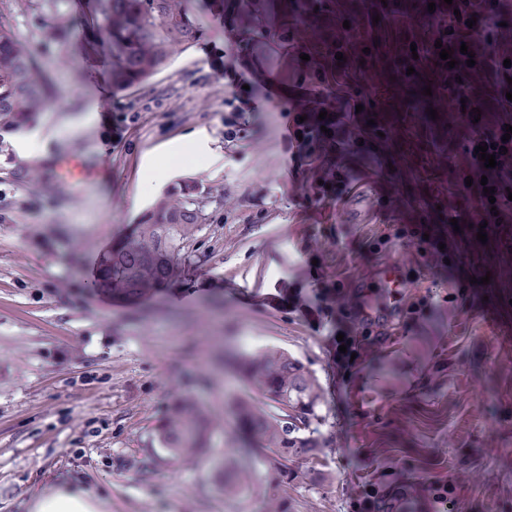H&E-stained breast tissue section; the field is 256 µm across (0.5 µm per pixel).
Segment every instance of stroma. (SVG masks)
<instances>
[{
  "label": "stroma",
  "instance_id": "obj_1",
  "mask_svg": "<svg viewBox=\"0 0 512 512\" xmlns=\"http://www.w3.org/2000/svg\"><path fill=\"white\" fill-rule=\"evenodd\" d=\"M253 19L242 45L278 100L224 139L233 89L224 78V19L206 23L139 84L109 83L105 54L89 53L100 26L95 0H0L59 96L28 124L36 145L20 154L0 126V512H27L57 480L85 484L105 512H355L371 484L401 483L412 512H512V223L479 241L460 219L466 162L448 141L458 127L446 100L435 115L396 112L411 95L391 54L385 14L417 15L420 0H238ZM371 42L351 67L374 89L355 121L363 145L345 160L347 191L392 182L378 200L398 223L427 234L431 271L409 294L419 321L355 354L336 349V325L287 305L315 281L359 280L393 252L374 251L385 225L336 221V204L289 184L290 104L298 70L315 67L313 96L336 95L338 18ZM199 136L209 151L186 156ZM109 164L110 177L64 179L56 162ZM191 180L220 196L203 224L177 242L201 260L187 285L127 306L96 294L98 257L129 234L160 196ZM325 248H315L317 240ZM284 351L320 389L318 447L304 462L273 464L242 431L245 359ZM210 422L204 448L175 459L155 428L179 406ZM239 488L226 493L224 479ZM453 480L448 503L426 489Z\"/></svg>",
  "mask_w": 512,
  "mask_h": 512
}]
</instances>
